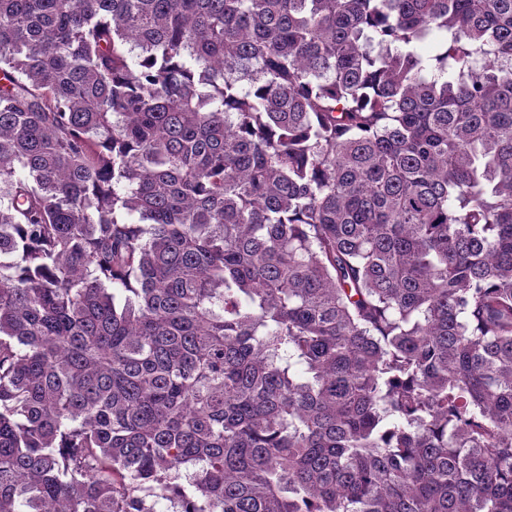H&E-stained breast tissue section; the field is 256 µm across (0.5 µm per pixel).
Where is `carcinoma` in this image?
I'll return each instance as SVG.
<instances>
[{
	"label": "carcinoma",
	"mask_w": 512,
	"mask_h": 512,
	"mask_svg": "<svg viewBox=\"0 0 512 512\" xmlns=\"http://www.w3.org/2000/svg\"><path fill=\"white\" fill-rule=\"evenodd\" d=\"M160 500L512 512V0H0V512Z\"/></svg>",
	"instance_id": "carcinoma-1"
}]
</instances>
